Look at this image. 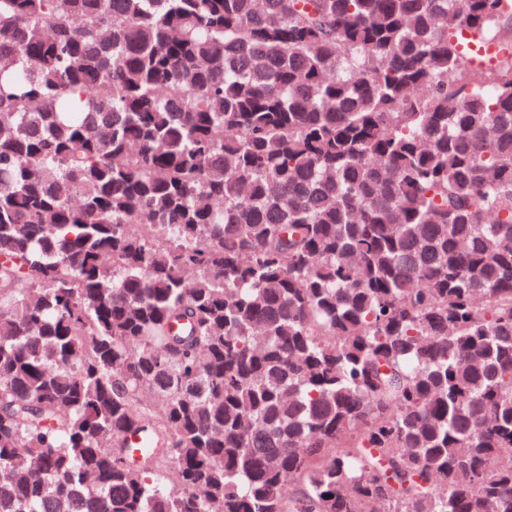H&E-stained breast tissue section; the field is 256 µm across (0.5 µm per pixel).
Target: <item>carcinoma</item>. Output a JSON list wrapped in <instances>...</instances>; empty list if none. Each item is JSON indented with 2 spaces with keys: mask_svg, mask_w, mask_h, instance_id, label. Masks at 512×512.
<instances>
[{
  "mask_svg": "<svg viewBox=\"0 0 512 512\" xmlns=\"http://www.w3.org/2000/svg\"><path fill=\"white\" fill-rule=\"evenodd\" d=\"M506 448L512 0H0V512H512Z\"/></svg>",
  "mask_w": 512,
  "mask_h": 512,
  "instance_id": "obj_1",
  "label": "carcinoma"
}]
</instances>
